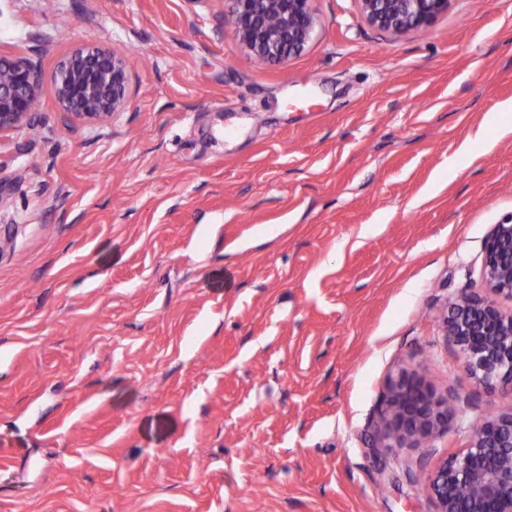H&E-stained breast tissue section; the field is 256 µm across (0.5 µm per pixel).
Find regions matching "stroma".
Instances as JSON below:
<instances>
[{
	"instance_id": "1",
	"label": "stroma",
	"mask_w": 512,
	"mask_h": 512,
	"mask_svg": "<svg viewBox=\"0 0 512 512\" xmlns=\"http://www.w3.org/2000/svg\"><path fill=\"white\" fill-rule=\"evenodd\" d=\"M285 63L225 0H0V56L44 81L0 134V512H432L424 475L512 408L439 319L512 216V0L423 30L314 0ZM77 45L128 54L131 100L66 120ZM470 398L432 454L377 448L390 379Z\"/></svg>"
}]
</instances>
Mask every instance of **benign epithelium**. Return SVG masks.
<instances>
[{"label":"benign epithelium","instance_id":"7a95c632","mask_svg":"<svg viewBox=\"0 0 512 512\" xmlns=\"http://www.w3.org/2000/svg\"><path fill=\"white\" fill-rule=\"evenodd\" d=\"M229 20L240 46L258 61L286 62L315 37L314 0H228ZM361 15L377 29L399 34L427 28L448 11L449 0H358ZM127 56L108 48L78 47L64 54L53 77L60 112L97 124L123 112L130 102ZM41 92L33 65L0 57V133L31 124ZM486 292L465 293L449 303L442 319L445 340L480 386L512 394V217L493 226L484 241ZM448 431V394L427 377L404 372L387 389L377 435L402 448L429 451ZM433 512H512V411L483 418L468 444L441 458L426 474Z\"/></svg>","mask_w":512,"mask_h":512}]
</instances>
